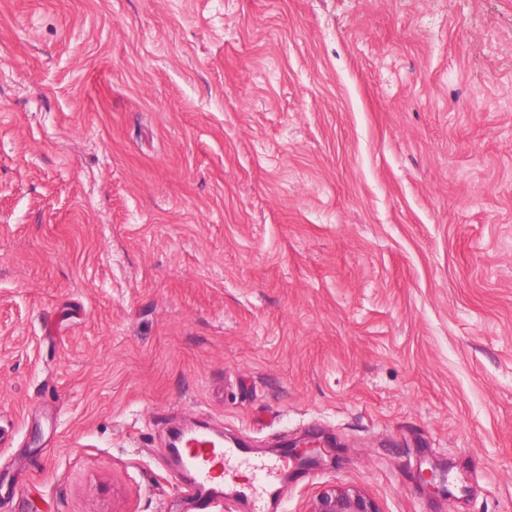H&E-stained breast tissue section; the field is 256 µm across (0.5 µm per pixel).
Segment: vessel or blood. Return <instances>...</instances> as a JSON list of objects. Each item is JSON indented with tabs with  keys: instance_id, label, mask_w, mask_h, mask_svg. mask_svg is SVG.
Instances as JSON below:
<instances>
[{
	"instance_id": "obj_1",
	"label": "vessel or blood",
	"mask_w": 512,
	"mask_h": 512,
	"mask_svg": "<svg viewBox=\"0 0 512 512\" xmlns=\"http://www.w3.org/2000/svg\"><path fill=\"white\" fill-rule=\"evenodd\" d=\"M295 457L292 449L284 448L271 460L256 461L249 449L225 444L223 439L197 432L186 442L184 462L196 475L200 488L195 495L196 512H217V504L205 490L220 484L232 485L239 499L281 495L280 480Z\"/></svg>"
}]
</instances>
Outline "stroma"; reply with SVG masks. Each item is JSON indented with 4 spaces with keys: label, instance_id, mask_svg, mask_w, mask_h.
<instances>
[{
    "label": "stroma",
    "instance_id": "35a3bbf8",
    "mask_svg": "<svg viewBox=\"0 0 512 512\" xmlns=\"http://www.w3.org/2000/svg\"><path fill=\"white\" fill-rule=\"evenodd\" d=\"M196 425L512 512V0H0V512H194Z\"/></svg>",
    "mask_w": 512,
    "mask_h": 512
}]
</instances>
